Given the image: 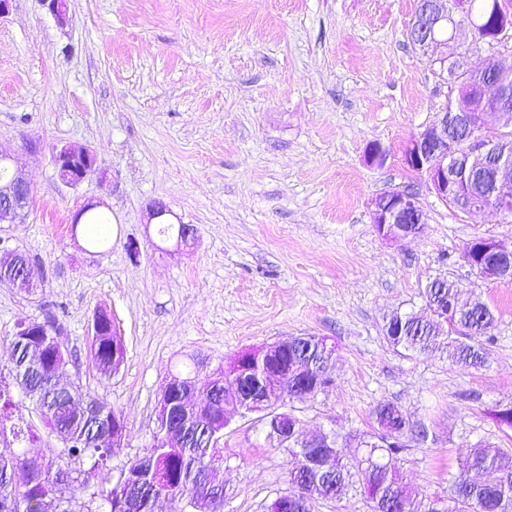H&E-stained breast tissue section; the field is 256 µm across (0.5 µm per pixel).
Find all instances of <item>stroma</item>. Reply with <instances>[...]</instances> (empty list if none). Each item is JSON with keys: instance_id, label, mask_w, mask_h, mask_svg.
Masks as SVG:
<instances>
[{"instance_id": "stroma-1", "label": "stroma", "mask_w": 512, "mask_h": 512, "mask_svg": "<svg viewBox=\"0 0 512 512\" xmlns=\"http://www.w3.org/2000/svg\"><path fill=\"white\" fill-rule=\"evenodd\" d=\"M417 0H69L60 27L39 0H11L0 18V147L31 187L24 217L0 242L25 252L36 293L0 284V371L18 323H53L70 362L62 377L120 412L127 445L113 471L143 454L172 372L227 368L242 351L315 335L335 347L333 381L288 401L305 433H336L347 457L377 431L372 411L401 405L427 430L400 466L412 494L447 498L461 455L490 442L512 454L493 413L512 402V283L481 278L470 241L512 248V220L440 200L402 162L409 140L446 101L438 66L406 36ZM448 53L477 69L487 55L512 69V41L489 48L457 32ZM387 152L370 163L367 150ZM92 150L102 169L75 186L53 154ZM411 189L420 233L381 237L371 201ZM160 201L194 225L188 248L147 221ZM99 204L111 224L91 248L74 214ZM140 245L130 257L129 241ZM459 283L495 311L487 362L449 363L388 341L396 312L425 313V285ZM107 309L124 362L101 378L88 330ZM39 460L61 444L15 393ZM223 512H267L293 459L257 415L219 440Z\"/></svg>"}]
</instances>
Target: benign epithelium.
<instances>
[{
    "instance_id": "obj_1",
    "label": "benign epithelium",
    "mask_w": 512,
    "mask_h": 512,
    "mask_svg": "<svg viewBox=\"0 0 512 512\" xmlns=\"http://www.w3.org/2000/svg\"><path fill=\"white\" fill-rule=\"evenodd\" d=\"M57 25L68 23L67 0H41ZM491 24L487 25L474 18L470 0H419L413 22L407 30L408 39L424 54L444 44L437 31L449 28L455 33L468 29L479 44L493 45L505 41L512 31V5L505 0H491ZM439 64V77L448 87V101L438 113L437 119L420 134L413 137L404 150V164L411 170L423 174L441 200L459 201L466 210L476 208V203L462 198L461 181L469 174H476L487 166L493 167L491 195L494 204L491 209L502 217L512 216V85L508 78L512 72L503 69L496 57L486 56L479 70L465 69L457 61L440 55L434 59ZM474 79L481 88L492 90L483 94V121L467 126L466 156L459 154V143L450 134V123L463 122L472 111L471 98L456 91L462 79ZM60 180L75 186L99 172L96 156L87 150L64 147L53 157ZM13 157L0 148V223L15 221L27 208L30 186L13 170ZM372 223L378 234L386 239L407 238L420 230L422 212L416 204V193L408 190L392 191L375 199ZM479 272L481 277L494 281L506 278L503 264L512 262V249L508 250L495 241L481 246ZM112 337V347L122 344L121 337L112 322V315L104 309L93 317L89 342L93 347L102 343L103 337ZM299 341L293 337L263 348V353L243 352L236 367L224 373L221 379L229 387L233 397L224 402V424H229L231 414L241 416L248 413L264 412L270 400L282 401L292 398L313 397L323 389V377L312 368L292 364L286 368L275 366L270 359L282 350ZM255 376L265 386L264 396L257 402L242 395L245 378ZM269 437L284 445L291 441L300 442L302 451L316 446L332 448L335 437L328 433L306 436L298 425L291 429L269 432ZM310 498L296 491L278 495L273 505L278 512H296L307 508Z\"/></svg>"
}]
</instances>
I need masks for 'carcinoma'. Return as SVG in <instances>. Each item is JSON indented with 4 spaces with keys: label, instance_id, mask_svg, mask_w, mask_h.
Masks as SVG:
<instances>
[{
    "label": "carcinoma",
    "instance_id": "obj_1",
    "mask_svg": "<svg viewBox=\"0 0 512 512\" xmlns=\"http://www.w3.org/2000/svg\"><path fill=\"white\" fill-rule=\"evenodd\" d=\"M109 223L107 215L87 212L85 224L90 228L88 238L94 245L105 242V236L95 228ZM32 259L24 255L5 273L13 276L20 285L30 279L25 268ZM448 281L435 279L424 291L429 309H436L437 302L448 297ZM457 309L448 315L452 332L441 335L435 322L425 320L416 313H396L385 325V334L394 346H402L420 354L440 352L455 364L479 367L486 363L495 324L491 308L476 312L468 306L467 293L454 294ZM45 343L42 356L36 362L28 357L27 347L31 340ZM322 338L316 337L308 348L299 352H281L283 365L295 362L312 365L325 375V384L332 382L333 354L319 347ZM13 359L9 368L12 383L0 376V430L9 418L15 403L9 385L18 387L35 405L46 427L61 428L66 432L68 445L46 464L44 470H27L25 454L17 451L12 456L0 455V500L14 497L31 503L29 512H43V498L56 500L58 512H92L88 504L100 502L105 512H113L112 505L125 499L134 512H153L156 500L167 498L176 504H191L198 491L214 468L215 459L208 448L211 435L224 430V382L197 375L176 373L173 378L180 382L191 381L197 391L198 409L185 415L180 408L179 390L173 388L160 404L158 431L151 448L135 460L130 478L122 485L112 483L110 448L112 426L120 413L107 407L78 389L62 393L55 376L58 360L56 347L44 342V337L31 338L18 328L12 336ZM96 370L105 378L112 375V339L104 338L96 356L91 358ZM377 433L392 437L409 433L417 439L426 437L422 425L412 421L398 405L379 404L375 411ZM295 458V467L289 472L290 487L304 488L314 477L303 472L301 456L294 446L287 447ZM405 447L394 443L387 448H367L357 464L346 460L341 446L325 458L326 477L316 485L315 498L336 500L349 490L359 486L371 504L372 512H429L430 503L412 496L399 466V456ZM509 455L503 449L484 445L460 457L456 473L448 487L446 512H512V476L498 487L477 489L471 484L470 471L476 467L497 470ZM104 475L101 482L92 487L88 503L78 501L72 491L73 474Z\"/></svg>",
    "mask_w": 512,
    "mask_h": 512
}]
</instances>
